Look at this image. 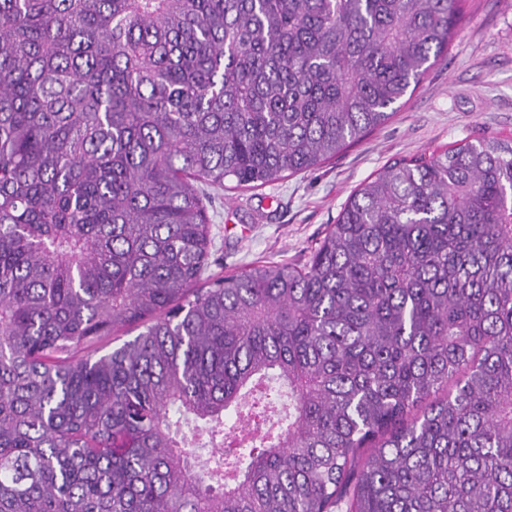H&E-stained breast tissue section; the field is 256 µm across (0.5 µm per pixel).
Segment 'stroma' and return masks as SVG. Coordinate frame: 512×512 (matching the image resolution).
I'll return each instance as SVG.
<instances>
[{
    "mask_svg": "<svg viewBox=\"0 0 512 512\" xmlns=\"http://www.w3.org/2000/svg\"><path fill=\"white\" fill-rule=\"evenodd\" d=\"M512 136V0H464L446 57L407 103L357 145L259 187L197 184L211 224L209 277L308 263L348 196L393 159Z\"/></svg>",
    "mask_w": 512,
    "mask_h": 512,
    "instance_id": "stroma-1",
    "label": "stroma"
}]
</instances>
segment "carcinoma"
I'll use <instances>...</instances> for the list:
<instances>
[{
	"label": "carcinoma",
	"instance_id": "carcinoma-1",
	"mask_svg": "<svg viewBox=\"0 0 512 512\" xmlns=\"http://www.w3.org/2000/svg\"><path fill=\"white\" fill-rule=\"evenodd\" d=\"M461 9L0 0V512H512V137L396 158L306 265L198 287L192 181L336 157Z\"/></svg>",
	"mask_w": 512,
	"mask_h": 512
}]
</instances>
